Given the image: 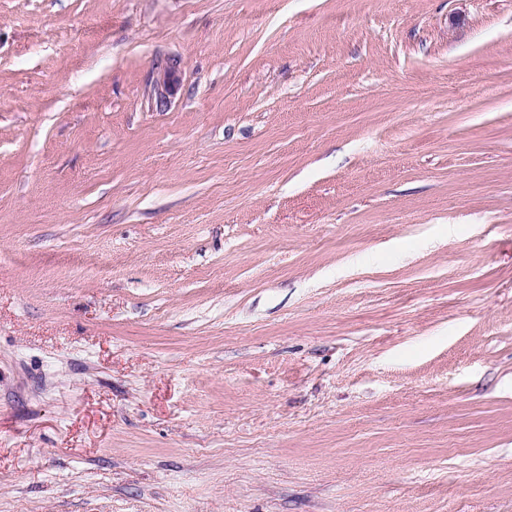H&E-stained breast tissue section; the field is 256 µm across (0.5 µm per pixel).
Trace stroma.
Segmentation results:
<instances>
[{
	"instance_id": "obj_1",
	"label": "stroma",
	"mask_w": 512,
	"mask_h": 512,
	"mask_svg": "<svg viewBox=\"0 0 512 512\" xmlns=\"http://www.w3.org/2000/svg\"><path fill=\"white\" fill-rule=\"evenodd\" d=\"M0 512H512V0H0ZM177 61H167L164 64H157L154 68L152 92L157 104L163 105L168 102L169 96L175 89L177 78Z\"/></svg>"
}]
</instances>
